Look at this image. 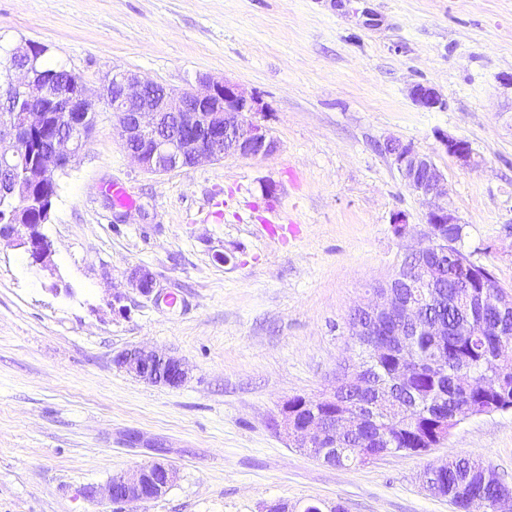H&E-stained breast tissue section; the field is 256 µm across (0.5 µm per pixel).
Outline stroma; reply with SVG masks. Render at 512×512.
I'll list each match as a JSON object with an SVG mask.
<instances>
[{
	"label": "stroma",
	"instance_id": "1",
	"mask_svg": "<svg viewBox=\"0 0 512 512\" xmlns=\"http://www.w3.org/2000/svg\"><path fill=\"white\" fill-rule=\"evenodd\" d=\"M28 40L80 77L96 125L43 227L52 269L0 244V512H456L420 479L450 454L512 489V410L364 466L324 465L274 425L285 399L322 397L356 359L353 309L421 241L426 207L387 139L445 174L460 249L512 292V0H0V44ZM115 66L176 89L237 85L276 152L141 171L99 96ZM418 83L444 108H419ZM447 136L480 167L450 157ZM115 183L135 207L113 203ZM136 266L176 305L129 288ZM133 347L180 359L187 381L116 368ZM152 460L177 472L162 497L98 496ZM443 143L448 155L455 158L460 165L467 168H475L478 166L475 153L468 141L448 136L443 139Z\"/></svg>",
	"mask_w": 512,
	"mask_h": 512
}]
</instances>
